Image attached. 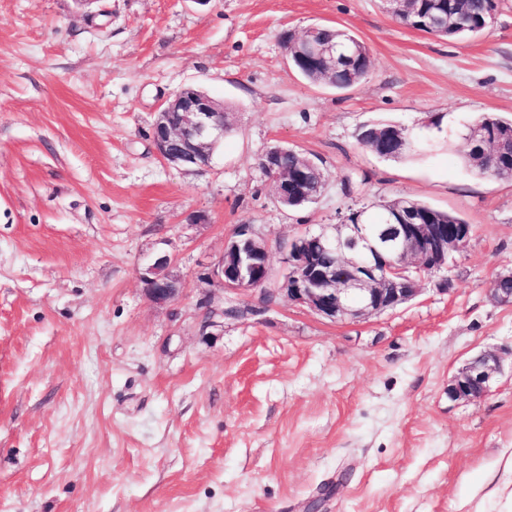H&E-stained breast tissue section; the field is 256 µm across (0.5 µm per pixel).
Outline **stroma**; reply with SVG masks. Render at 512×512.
Instances as JSON below:
<instances>
[{
    "label": "stroma",
    "mask_w": 512,
    "mask_h": 512,
    "mask_svg": "<svg viewBox=\"0 0 512 512\" xmlns=\"http://www.w3.org/2000/svg\"><path fill=\"white\" fill-rule=\"evenodd\" d=\"M314 24L367 46L364 81L287 63L283 36ZM187 84L233 127L194 172L150 139ZM484 113L512 119V0L462 40L383 0H0V512H303L317 495L320 512H512V304L490 297L512 271V181L463 164ZM377 121L428 148L376 156L357 134ZM275 145L322 168L315 203H277L259 166ZM398 197L472 234L394 310L332 321L209 277L240 225L278 276L289 241ZM161 253L184 285L170 305L141 278ZM485 352L489 393L450 399ZM500 372L501 363L495 354H481L468 361L452 377L448 396L463 402L480 399L489 392L491 383Z\"/></svg>",
    "instance_id": "stroma-1"
}]
</instances>
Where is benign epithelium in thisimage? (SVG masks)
Wrapping results in <instances>:
<instances>
[{"mask_svg":"<svg viewBox=\"0 0 512 512\" xmlns=\"http://www.w3.org/2000/svg\"><path fill=\"white\" fill-rule=\"evenodd\" d=\"M320 25L287 43L286 58L294 66L320 61L336 68V44L316 41ZM224 104L205 92L185 86L175 91L155 113L152 138L159 157L167 164L185 168L208 165L224 140ZM286 148L264 151L263 166L273 175L276 199L288 200V172L277 173L278 156ZM512 161V149L492 143V163ZM430 213L413 206L389 209L385 224L360 221L326 224L316 233H305L287 246L288 272L273 276L269 261L255 256L267 253L263 240L248 226H241L225 244L224 255L210 278L229 290L262 288L273 295L310 307L318 315L339 320L384 313L412 300L418 279L448 268L456 253L471 237L469 224H427L420 218ZM328 247L338 257L337 267L319 264L316 254ZM171 257L161 253L142 273L148 297L156 304L178 300L181 281L169 273ZM501 372L499 358L484 353L468 361L452 377L448 396L469 402L484 397Z\"/></svg>","mask_w":512,"mask_h":512,"instance_id":"benign-epithelium-1","label":"benign epithelium"}]
</instances>
